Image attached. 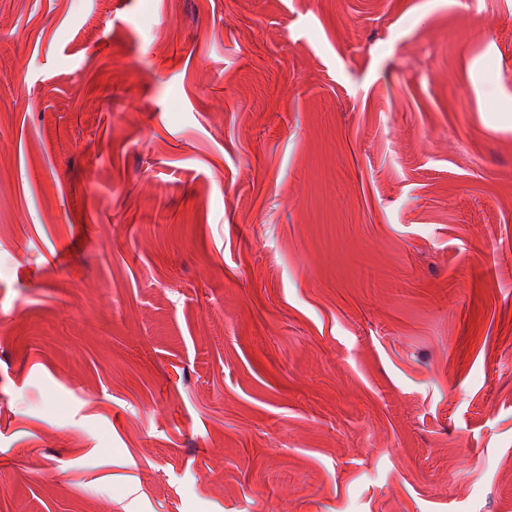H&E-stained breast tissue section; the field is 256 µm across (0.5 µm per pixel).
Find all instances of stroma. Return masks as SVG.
Masks as SVG:
<instances>
[{
	"label": "stroma",
	"mask_w": 512,
	"mask_h": 512,
	"mask_svg": "<svg viewBox=\"0 0 512 512\" xmlns=\"http://www.w3.org/2000/svg\"><path fill=\"white\" fill-rule=\"evenodd\" d=\"M512 0H0V512H512Z\"/></svg>",
	"instance_id": "obj_1"
}]
</instances>
